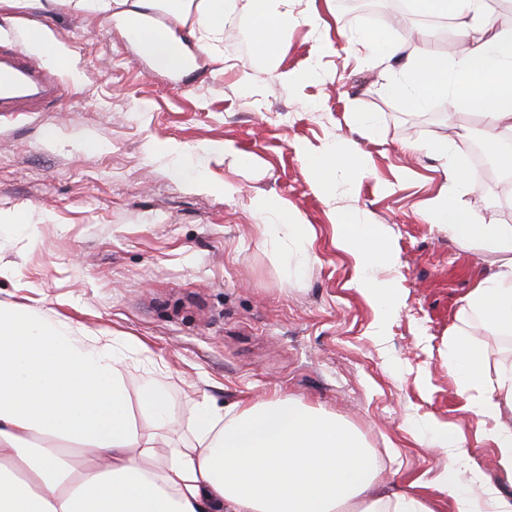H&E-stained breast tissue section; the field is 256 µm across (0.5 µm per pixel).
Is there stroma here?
Listing matches in <instances>:
<instances>
[{"mask_svg": "<svg viewBox=\"0 0 512 512\" xmlns=\"http://www.w3.org/2000/svg\"><path fill=\"white\" fill-rule=\"evenodd\" d=\"M343 0H273L291 23L277 56L259 55L244 7L224 33L198 24L190 0L174 36L196 63L168 75L140 65L126 39L135 0L99 12L72 0H0V35L43 27L57 48L58 102L41 112H0V300L38 309L80 334L130 336L120 355L130 392L146 374L162 387L174 427L132 407L146 434L184 447L203 397L227 407L288 394L354 427L383 467L386 492L413 483L438 512H455L439 486L446 454L426 445L459 429L468 464L495 480L493 449L448 372L449 338L463 297L497 272L501 256L463 249L424 214L448 185L445 163L419 144L456 139L434 107L386 94L396 63L372 58L362 32L390 35L402 55L444 53L455 35L416 32L427 13L394 23L342 9ZM317 78H307L309 69ZM104 142L106 150L95 147ZM346 144L367 161L325 197L310 157ZM210 145L202 176L178 171L173 146ZM464 196L479 223L512 225V178L486 176ZM271 200L308 227L275 243L263 233ZM25 212L30 226L12 224ZM357 213L390 238L381 300L354 285L358 261L336 244V215ZM310 260L295 263L301 251Z\"/></svg>", "mask_w": 512, "mask_h": 512, "instance_id": "stroma-1", "label": "stroma"}]
</instances>
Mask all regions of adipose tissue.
<instances>
[{
	"instance_id": "1",
	"label": "adipose tissue",
	"mask_w": 512,
	"mask_h": 512,
	"mask_svg": "<svg viewBox=\"0 0 512 512\" xmlns=\"http://www.w3.org/2000/svg\"><path fill=\"white\" fill-rule=\"evenodd\" d=\"M261 56L274 58L288 17L271 0H247ZM421 11L451 17L458 54L410 56L406 79L388 80L393 96L425 107L448 97L456 111L479 110L483 136L512 170V30H492L489 0H415ZM426 152L447 160L448 186L426 213L460 247L483 242L502 254V268L466 295L450 337L448 371L460 393L476 392L472 410L486 421L498 471L512 482V361L487 373L485 354L469 334L481 323L512 335V225L478 224L461 198L472 189L464 140L438 139ZM319 186L336 191V173L364 175L351 150L331 146L311 159ZM337 241L353 252L355 285L376 297L374 275L393 262L387 236L357 214L339 213ZM110 337L77 336L65 324L18 304L0 302V512H434L407 490L377 494L381 472L360 435L301 398L278 394L232 408L204 400L189 423V448L158 447L128 414L125 379ZM447 454L443 490L456 512H512L480 471L455 429L433 434Z\"/></svg>"
}]
</instances>
